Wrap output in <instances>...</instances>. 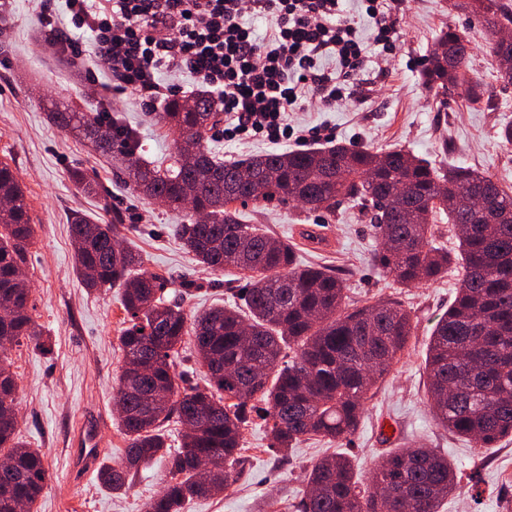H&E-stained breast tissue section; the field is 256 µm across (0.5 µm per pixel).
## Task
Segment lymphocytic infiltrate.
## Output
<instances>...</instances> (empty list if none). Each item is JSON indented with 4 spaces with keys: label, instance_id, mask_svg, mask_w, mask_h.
<instances>
[{
    "label": "lymphocytic infiltrate",
    "instance_id": "obj_1",
    "mask_svg": "<svg viewBox=\"0 0 512 512\" xmlns=\"http://www.w3.org/2000/svg\"><path fill=\"white\" fill-rule=\"evenodd\" d=\"M49 43L77 53L89 35L93 63L112 77L113 98L149 112L167 98L162 70L195 75L214 94L229 140L258 137L301 143L317 129L292 126L289 113L347 100L368 63L369 46L392 53L400 38L403 0H360L370 23L344 15L342 0H33ZM274 25L260 41L244 13ZM337 61L325 71L321 59Z\"/></svg>",
    "mask_w": 512,
    "mask_h": 512
}]
</instances>
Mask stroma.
Masks as SVG:
<instances>
[{"label": "stroma", "mask_w": 512, "mask_h": 512, "mask_svg": "<svg viewBox=\"0 0 512 512\" xmlns=\"http://www.w3.org/2000/svg\"><path fill=\"white\" fill-rule=\"evenodd\" d=\"M455 0H405L401 40L385 63H369L354 95L332 111L309 108L290 113L291 124L327 129L330 142L377 152L403 148L433 164L478 169L512 190V146L498 138L512 122V87L497 80L496 61L481 24H469ZM31 0H15L13 17L0 33V161L20 175L36 230L27 254L25 278L32 290L34 317L52 348L40 352L22 345L8 362L17 383L18 429L31 447L41 449L50 480L32 512H142L168 477L164 461L141 466L130 490L113 494L94 476H85L71 439L89 416H97L100 462L113 464L126 446L116 421L114 378L123 364L118 337L124 311L121 291H87L79 279L69 234L73 214L101 219V198L125 216L122 236L145 259L146 270L167 281V298H182L187 314L224 303H239L241 273H212L195 265L173 234L189 214L134 193L117 168L90 154L76 134L49 119L54 105L77 103L100 111L88 90L93 55L81 39L85 59L80 70L49 60ZM470 29V75L485 88V102L467 105L456 90L447 105L436 103L421 80L428 50L442 27ZM106 82L105 72L95 74ZM120 117L136 133L141 156L157 161L175 148L176 136L161 128L155 113L131 100L120 101ZM99 185L98 195L80 192L73 172ZM249 224L293 242L301 263L320 264L343 275L352 301H398L410 310L414 334L407 352L393 364L366 405L361 423L343 446L359 475L391 450L426 445L447 454L462 478L461 493L449 496L441 512H512V439L476 452L466 439L439 428L429 413L425 359L437 321L452 304L459 281L448 275L419 287L403 288L379 270L380 242L372 224L357 209L328 215L290 203L246 208ZM316 228L321 242L305 229ZM193 281L184 289V281ZM262 422L244 433L236 481L223 493L186 503L184 512H288L286 504L306 490L305 470L324 455L326 441L303 442L288 455L268 448Z\"/></svg>", "instance_id": "35a3bbf8"}]
</instances>
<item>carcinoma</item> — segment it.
I'll use <instances>...</instances> for the list:
<instances>
[{
  "instance_id": "cac0c4a2",
  "label": "carcinoma",
  "mask_w": 512,
  "mask_h": 512,
  "mask_svg": "<svg viewBox=\"0 0 512 512\" xmlns=\"http://www.w3.org/2000/svg\"><path fill=\"white\" fill-rule=\"evenodd\" d=\"M478 20L490 36L497 78L512 85V44L500 30L512 25L501 0H476ZM471 58L466 32L448 25L429 49L422 81L443 103L467 85L469 100L485 94L466 79ZM54 125L77 131L93 150L120 167L130 188L162 200L172 210L202 216L174 232L198 264L214 272L245 275L242 305L212 307L187 321L180 304L164 297L163 278L142 269V257L122 244L123 214L70 222L76 269L85 287L123 288L126 326L119 341L125 357H144L148 373L136 379L121 369L116 400L125 404L118 425L126 440L122 459L98 470L113 492L126 491L141 464L164 457L170 479L144 512H182L183 504L224 491L241 460L244 430L261 419L269 449L286 454L311 436L338 443L358 428L365 405L405 352L412 337L410 313L392 301L362 306L347 302V280L297 261L293 247L241 219L240 208L277 201L333 214L345 204L361 208L382 244L376 261L385 276L404 286L461 273L448 314L433 329L425 360L432 419L476 448H494L512 436V193L468 167L428 164L399 149L375 152L336 143L292 152H268L223 162L204 146L220 121L206 88L175 97L158 121L178 133L172 163H145L135 135L122 139L112 120L69 105L50 113ZM458 240L448 254L441 224ZM33 244V227L20 176L0 162V338L50 350L29 310L31 290L20 272ZM192 344L206 369L204 384L182 387L175 362ZM10 348L0 343V512L28 506L47 482L43 454L18 432L17 383ZM196 426L171 449L170 423ZM213 467L207 479L197 460ZM309 490L288 504L291 512H379L375 494L388 493L385 512H441L448 495L463 489L448 458L431 448L392 451L360 482L340 452L314 462Z\"/></svg>"
}]
</instances>
